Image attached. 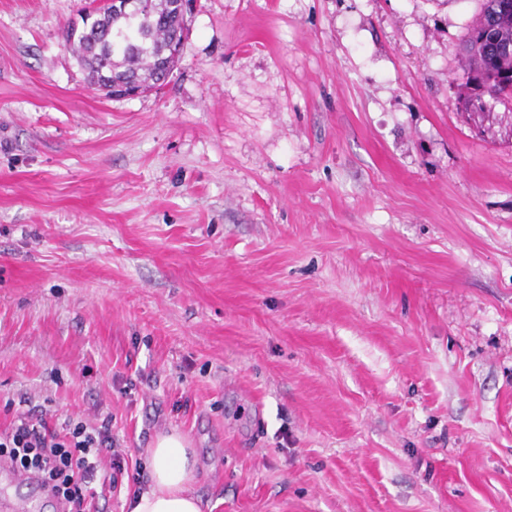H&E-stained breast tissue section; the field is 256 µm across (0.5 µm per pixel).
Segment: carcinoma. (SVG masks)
Masks as SVG:
<instances>
[{
  "mask_svg": "<svg viewBox=\"0 0 512 512\" xmlns=\"http://www.w3.org/2000/svg\"><path fill=\"white\" fill-rule=\"evenodd\" d=\"M107 0L88 10L92 15L89 21L79 27L71 24L64 28L66 45L74 48L77 59L86 71L90 85L112 94L111 85L106 82L102 71L113 75V80L137 78L148 88L159 89L164 85L169 69L156 58V47L163 42L181 40L185 36L186 21L171 8L173 0H144L143 12L148 20V41L133 48L113 36V31L123 28L126 23L112 18ZM464 67L467 73H478L492 69L496 72H511L512 58L501 60L486 54L484 45L475 40L472 32H467L462 46Z\"/></svg>",
  "mask_w": 512,
  "mask_h": 512,
  "instance_id": "1",
  "label": "carcinoma"
}]
</instances>
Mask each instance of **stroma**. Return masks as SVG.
Returning a JSON list of instances; mask_svg holds the SVG:
<instances>
[{
    "mask_svg": "<svg viewBox=\"0 0 512 512\" xmlns=\"http://www.w3.org/2000/svg\"><path fill=\"white\" fill-rule=\"evenodd\" d=\"M91 0H0V426L112 419L203 512H512V108L483 0H197L169 83L91 87ZM493 1L490 8L485 12L482 17V23L479 33V41L475 40L472 32L475 25L467 32L464 37L462 46L464 67L467 75L470 73H478L481 70L492 69L496 72H511L512 71V58H498L490 57L486 54L484 45L486 43L488 49H492L496 57L500 55H512V13L501 15L500 35L498 34V18L502 10H511L512 0H488ZM186 437L178 432L157 436L145 450L149 469L146 488L132 497L130 512H202L194 491L195 459Z\"/></svg>",
    "mask_w": 512,
    "mask_h": 512,
    "instance_id": "stroma-1",
    "label": "stroma"
}]
</instances>
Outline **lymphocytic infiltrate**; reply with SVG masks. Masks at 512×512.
Instances as JSON below:
<instances>
[{"mask_svg": "<svg viewBox=\"0 0 512 512\" xmlns=\"http://www.w3.org/2000/svg\"><path fill=\"white\" fill-rule=\"evenodd\" d=\"M0 457L35 473L62 512H100L98 501L117 488L126 466L115 451L110 420L52 422L47 411L18 414L0 430Z\"/></svg>", "mask_w": 512, "mask_h": 512, "instance_id": "f902f5d3", "label": "lymphocytic infiltrate"}]
</instances>
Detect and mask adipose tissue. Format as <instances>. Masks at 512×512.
<instances>
[{"label": "adipose tissue", "mask_w": 512, "mask_h": 512, "mask_svg": "<svg viewBox=\"0 0 512 512\" xmlns=\"http://www.w3.org/2000/svg\"><path fill=\"white\" fill-rule=\"evenodd\" d=\"M145 461L149 482L133 497L130 512H202L194 491V453L185 436L175 431L158 435Z\"/></svg>", "instance_id": "adipose-tissue-1"}]
</instances>
